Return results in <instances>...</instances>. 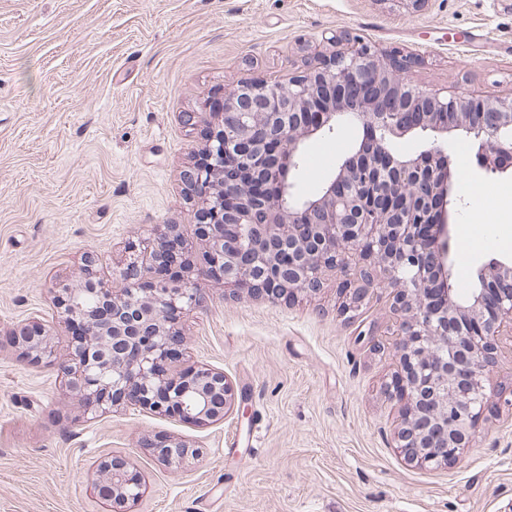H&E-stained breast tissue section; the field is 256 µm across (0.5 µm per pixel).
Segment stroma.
<instances>
[{
  "mask_svg": "<svg viewBox=\"0 0 512 512\" xmlns=\"http://www.w3.org/2000/svg\"><path fill=\"white\" fill-rule=\"evenodd\" d=\"M353 31L418 55L423 88L512 94V0H0V512H103L95 461L129 459L147 490L131 512H512V346L490 379L491 409L450 466L407 464L383 382L398 369L392 290L355 317L335 275L288 299L251 298L204 276L206 247L183 173L205 143L187 112L256 78L303 71L322 33ZM357 127L315 139L300 189L317 194ZM454 262L466 278L512 258V170L473 168L454 142ZM174 224L190 242L182 364L222 370L237 411L193 425L136 406L89 418L60 364L71 333L53 301L85 256L121 285L131 245ZM45 328L57 361L9 344ZM376 325L381 349L356 336ZM199 448L181 467L146 440Z\"/></svg>",
  "mask_w": 512,
  "mask_h": 512,
  "instance_id": "stroma-1",
  "label": "stroma"
}]
</instances>
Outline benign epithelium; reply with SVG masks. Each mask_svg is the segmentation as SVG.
<instances>
[{
    "mask_svg": "<svg viewBox=\"0 0 512 512\" xmlns=\"http://www.w3.org/2000/svg\"><path fill=\"white\" fill-rule=\"evenodd\" d=\"M326 43L331 51L316 54L288 82L257 79L224 94L220 121L184 173L200 204L207 274L226 288L282 299L319 288L325 273L337 271L346 314L362 309L381 283L395 288L402 372L383 385L401 413L395 448L408 464L450 466L488 409L499 336L512 333V259L478 268L467 297L454 288L448 140L471 142L478 170L505 172L512 96L427 91L411 80L418 63L412 54L381 50L346 31ZM348 122L360 126V140L318 194H300L295 175L308 143ZM413 138L421 150L393 149ZM185 253L176 225L159 224L150 251L160 272L155 281H140L132 261L116 288L88 258L81 287L57 285L59 317L75 328L63 373L84 413L137 405L206 425L233 411L234 388L224 372L168 369L185 341L181 314L203 300L200 289L168 275ZM10 341L32 365L55 360L39 327L16 329ZM146 447L174 467L199 455L166 437ZM95 467L104 478L98 493L105 512H128L144 496L146 481L127 458L102 456Z\"/></svg>",
    "mask_w": 512,
    "mask_h": 512,
    "instance_id": "1",
    "label": "benign epithelium"
}]
</instances>
